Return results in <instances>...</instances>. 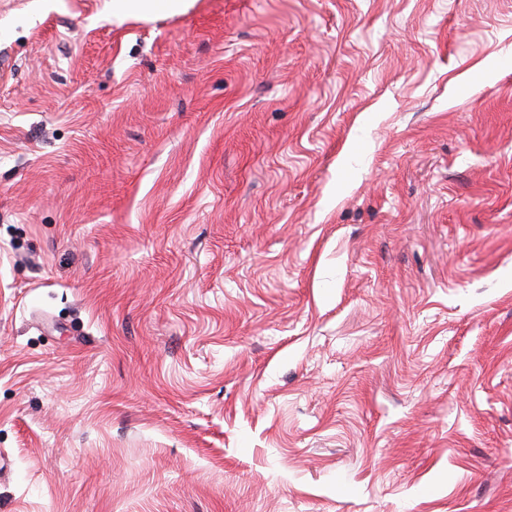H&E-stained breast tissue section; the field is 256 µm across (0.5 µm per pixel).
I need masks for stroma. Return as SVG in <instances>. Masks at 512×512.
I'll use <instances>...</instances> for the list:
<instances>
[{
  "label": "stroma",
  "mask_w": 512,
  "mask_h": 512,
  "mask_svg": "<svg viewBox=\"0 0 512 512\" xmlns=\"http://www.w3.org/2000/svg\"><path fill=\"white\" fill-rule=\"evenodd\" d=\"M0 512H512V0H0ZM183 0H113L112 6L128 13L152 12L163 7L169 12L181 9Z\"/></svg>",
  "instance_id": "stroma-1"
}]
</instances>
